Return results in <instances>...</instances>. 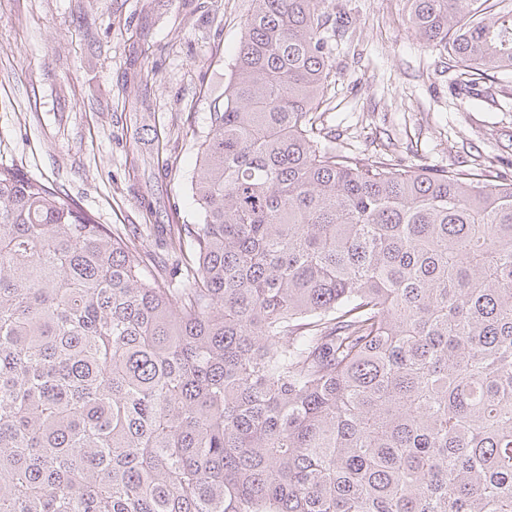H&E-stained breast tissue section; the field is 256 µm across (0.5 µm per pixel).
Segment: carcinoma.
Masks as SVG:
<instances>
[{
    "mask_svg": "<svg viewBox=\"0 0 512 512\" xmlns=\"http://www.w3.org/2000/svg\"><path fill=\"white\" fill-rule=\"evenodd\" d=\"M327 0H254L167 262L0 166V512H512V179L321 122ZM409 0L467 77L512 10Z\"/></svg>",
    "mask_w": 512,
    "mask_h": 512,
    "instance_id": "obj_1",
    "label": "carcinoma"
}]
</instances>
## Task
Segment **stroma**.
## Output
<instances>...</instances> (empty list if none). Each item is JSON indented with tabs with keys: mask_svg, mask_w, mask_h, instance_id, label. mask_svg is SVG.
Returning <instances> with one entry per match:
<instances>
[{
	"mask_svg": "<svg viewBox=\"0 0 512 512\" xmlns=\"http://www.w3.org/2000/svg\"><path fill=\"white\" fill-rule=\"evenodd\" d=\"M348 30L324 124L363 159L494 164L512 176V73L472 102L407 22L406 0H328ZM252 0H0V165L58 187L99 223L142 225L164 254L194 224L190 180ZM153 123L167 134L138 142Z\"/></svg>",
	"mask_w": 512,
	"mask_h": 512,
	"instance_id": "35a3bbf8",
	"label": "stroma"
}]
</instances>
